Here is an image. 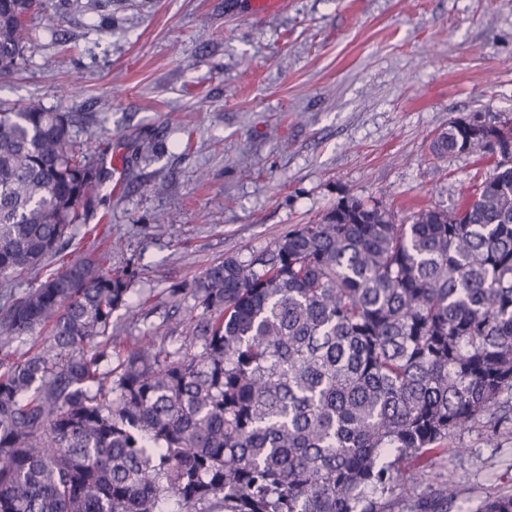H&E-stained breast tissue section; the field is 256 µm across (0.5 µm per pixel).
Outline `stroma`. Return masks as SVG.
Instances as JSON below:
<instances>
[{"mask_svg":"<svg viewBox=\"0 0 512 512\" xmlns=\"http://www.w3.org/2000/svg\"><path fill=\"white\" fill-rule=\"evenodd\" d=\"M0 103L37 99L109 138L103 193L112 263L134 261L139 319L119 336L183 342L188 292L211 264L273 247L344 197L398 219L455 209L488 155L431 150L453 120L512 119V0H48ZM155 139L150 160L135 150ZM165 192H156V184ZM164 223H155L157 214ZM432 455L468 512L512 491V393Z\"/></svg>","mask_w":512,"mask_h":512,"instance_id":"1","label":"stroma"}]
</instances>
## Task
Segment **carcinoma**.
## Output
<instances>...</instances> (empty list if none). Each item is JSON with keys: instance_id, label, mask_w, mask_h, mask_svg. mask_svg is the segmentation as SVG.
Returning <instances> with one entry per match:
<instances>
[{"instance_id": "1", "label": "carcinoma", "mask_w": 512, "mask_h": 512, "mask_svg": "<svg viewBox=\"0 0 512 512\" xmlns=\"http://www.w3.org/2000/svg\"><path fill=\"white\" fill-rule=\"evenodd\" d=\"M42 0H0V75ZM75 119L0 107V512H447L413 499L409 462L512 392V150L458 209L396 221L345 197L247 260L210 265L186 348L117 345L136 268L70 258L105 179ZM512 125L452 121L435 154H476ZM49 259L58 270L22 295ZM44 342L22 349L25 337ZM474 512H512V493Z\"/></svg>"}]
</instances>
